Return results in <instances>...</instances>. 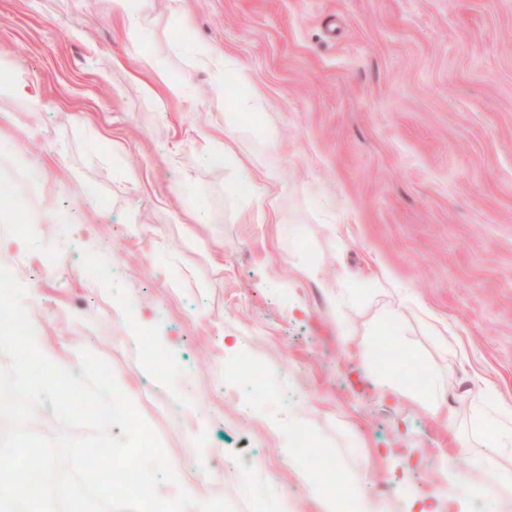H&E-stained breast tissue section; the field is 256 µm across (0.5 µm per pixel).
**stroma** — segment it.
Segmentation results:
<instances>
[{
	"instance_id": "1",
	"label": "stroma",
	"mask_w": 512,
	"mask_h": 512,
	"mask_svg": "<svg viewBox=\"0 0 512 512\" xmlns=\"http://www.w3.org/2000/svg\"><path fill=\"white\" fill-rule=\"evenodd\" d=\"M180 6L137 0L133 38L112 0H0V56L45 103L0 94V177L28 218L22 239L0 223V261L41 345L105 360L180 482L204 477L222 512H319V473L298 478L272 416L302 418L384 512L455 498L447 458L489 483L460 448L480 381L512 403V0ZM203 45L248 71L257 108L229 117L241 158L281 157L279 223H259L261 187L236 193L234 163L203 157L218 118ZM106 250L115 274L91 277ZM138 321L167 368L130 342ZM386 346L444 384L446 416L398 374L383 388Z\"/></svg>"
}]
</instances>
